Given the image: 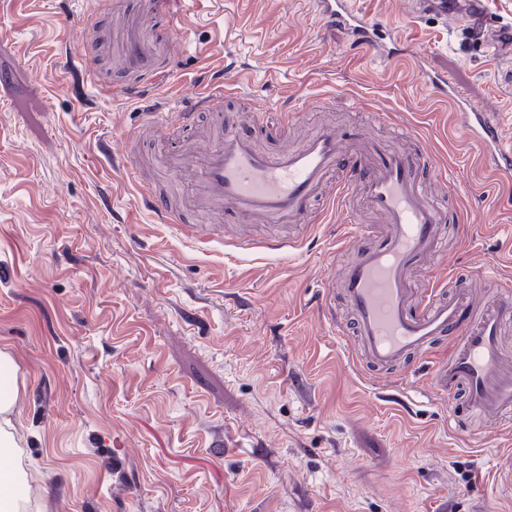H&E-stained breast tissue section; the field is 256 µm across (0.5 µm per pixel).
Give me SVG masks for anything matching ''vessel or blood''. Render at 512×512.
I'll return each instance as SVG.
<instances>
[{"mask_svg":"<svg viewBox=\"0 0 512 512\" xmlns=\"http://www.w3.org/2000/svg\"><path fill=\"white\" fill-rule=\"evenodd\" d=\"M315 3L323 25L347 29L354 44L384 66L398 64V53L379 42L377 21L352 8L351 0ZM452 5L462 9L476 35L501 37V30L486 27L482 0H434L443 15ZM109 41L117 48L112 89L132 93L162 75L138 22L112 32ZM424 88L449 101L457 120L481 147L490 175L511 177L512 149L504 148L500 126L448 80L429 76ZM223 109L224 91L216 88L183 105L175 121L188 130L200 113L217 115ZM161 165L188 194L190 204L175 208L167 195L143 185L142 205L160 222L181 225L201 241L223 238L224 227L194 224L190 217L197 211L229 212L259 224H304L315 202L327 195L350 226L361 224L366 213L378 216L387 226L380 244L357 249L352 261L325 279L326 287H340L348 311L340 316L333 302H326L329 321L339 327L352 323L361 360L376 377L410 359L427 358L439 338L452 337L448 356L433 361L428 371L432 391L451 405L449 426L459 427L463 410L512 413V352L502 339L504 324L512 320V281L490 282L493 301L487 306L478 305L468 287L443 299L435 289L420 292L413 284L414 274L432 271L449 222L421 173L419 157L393 141L363 148L359 138L332 127L318 129L295 148L266 152L256 148L249 129L229 125L206 144L186 143L165 154ZM340 169L346 181L337 192L327 193L330 177Z\"/></svg>","mask_w":512,"mask_h":512,"instance_id":"vessel-or-blood-1","label":"vessel or blood"}]
</instances>
